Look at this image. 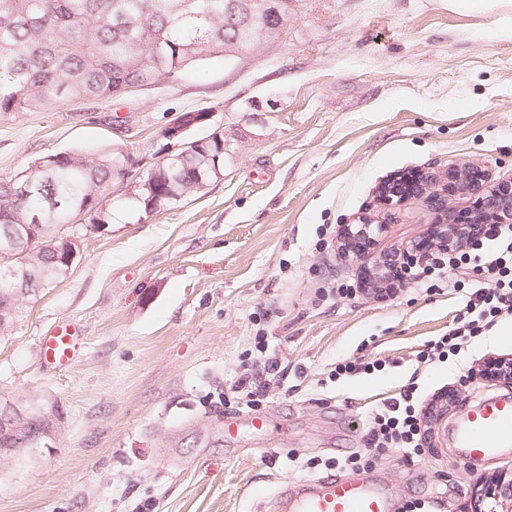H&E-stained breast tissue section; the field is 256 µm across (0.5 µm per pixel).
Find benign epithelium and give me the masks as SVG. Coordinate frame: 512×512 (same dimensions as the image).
<instances>
[{
    "mask_svg": "<svg viewBox=\"0 0 512 512\" xmlns=\"http://www.w3.org/2000/svg\"><path fill=\"white\" fill-rule=\"evenodd\" d=\"M210 112H185L165 131V136L176 141L172 150L162 156V162L149 168V176L134 183L128 182L132 159L123 151L124 161L113 165V176L118 185L127 188V196L138 197V191L148 192L147 210H157L166 195L157 188L158 171L163 162L175 160V153L187 147L206 153L207 164L220 172V154L224 140L217 131L202 139H189L187 131L207 122ZM469 199L461 210L449 206L457 197ZM411 202H420L434 215L433 224L418 239L402 248L382 250L378 247L384 225L375 223L368 214L354 218V223L340 226L336 238L337 250L346 260L357 263L359 284L367 293L388 297L409 278L411 269L427 258L434 249L452 251L480 235L487 224L512 223V178L495 179L491 171L479 164H454L444 171L416 170L395 174L379 184L377 203L385 209H394ZM56 251L66 266L76 259L80 244L73 236L57 233ZM484 378L512 384V358L493 357L477 369ZM10 416L14 426L27 419L28 410L18 401L0 400V415ZM512 500V479H497L477 496L473 512H495L497 503Z\"/></svg>",
    "mask_w": 512,
    "mask_h": 512,
    "instance_id": "benign-epithelium-1",
    "label": "benign epithelium"
}]
</instances>
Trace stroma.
<instances>
[{
  "label": "stroma",
  "mask_w": 512,
  "mask_h": 512,
  "mask_svg": "<svg viewBox=\"0 0 512 512\" xmlns=\"http://www.w3.org/2000/svg\"><path fill=\"white\" fill-rule=\"evenodd\" d=\"M275 41L236 59L213 56L118 99L0 117V178L38 159L121 145L140 177L181 113L212 118L189 135L224 131V172L201 192L144 215L122 193L104 199L105 230L75 226L80 253L65 275L22 302L0 329V397L56 407L51 448L0 457V512H274L306 479L340 475L351 453L399 500L469 512L481 483L512 471V455L454 461L449 424L512 384L476 378L512 355V317L418 364L423 344L455 327L461 295L406 284L379 300L340 298L355 284L340 225L376 210L390 174L452 162L512 177V30L497 9L458 12L448 0H294ZM382 247L420 236L421 204L377 212ZM62 321L85 345L65 369L42 360ZM278 366L257 407L238 402L257 332ZM381 370L333 378L345 359ZM422 458L366 447L373 410L414 389L428 408ZM268 418L263 430L248 424ZM237 423L224 433L225 419Z\"/></svg>",
  "instance_id": "obj_1"
}]
</instances>
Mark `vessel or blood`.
Returning a JSON list of instances; mask_svg holds the SVG:
<instances>
[{
	"instance_id": "vessel-or-blood-1",
	"label": "vessel or blood",
	"mask_w": 512,
	"mask_h": 512,
	"mask_svg": "<svg viewBox=\"0 0 512 512\" xmlns=\"http://www.w3.org/2000/svg\"><path fill=\"white\" fill-rule=\"evenodd\" d=\"M79 350V331L65 323L43 339L48 365H71ZM452 441L460 462L472 463L499 456L512 449V398L483 400L451 426ZM283 512H393L387 490L348 472L330 481L312 480L280 498Z\"/></svg>"
}]
</instances>
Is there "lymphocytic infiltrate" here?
Returning a JSON list of instances; mask_svg holds the SVG:
<instances>
[{"label": "lymphocytic infiltrate", "mask_w": 512, "mask_h": 512, "mask_svg": "<svg viewBox=\"0 0 512 512\" xmlns=\"http://www.w3.org/2000/svg\"><path fill=\"white\" fill-rule=\"evenodd\" d=\"M480 279H471V271ZM428 289L452 283L461 292L464 314L452 333L427 341L416 359L426 364L458 354L468 338L481 335L503 317L512 316V224L487 225L465 248L433 255L419 276ZM420 410L412 391L384 402L372 414L365 434L368 447L398 449L405 459L420 456Z\"/></svg>", "instance_id": "lymphocytic-infiltrate-1"}]
</instances>
